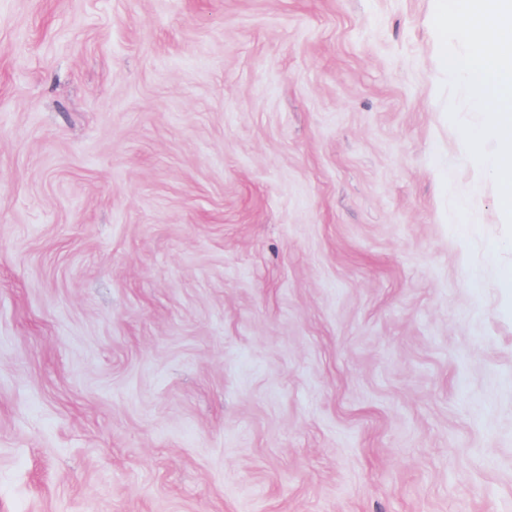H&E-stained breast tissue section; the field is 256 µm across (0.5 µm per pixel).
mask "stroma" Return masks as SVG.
<instances>
[{
  "label": "stroma",
  "mask_w": 512,
  "mask_h": 512,
  "mask_svg": "<svg viewBox=\"0 0 512 512\" xmlns=\"http://www.w3.org/2000/svg\"><path fill=\"white\" fill-rule=\"evenodd\" d=\"M434 11L0 0V512H512Z\"/></svg>",
  "instance_id": "obj_1"
}]
</instances>
